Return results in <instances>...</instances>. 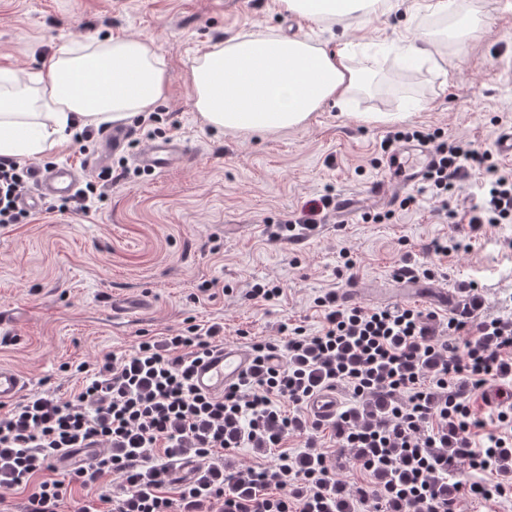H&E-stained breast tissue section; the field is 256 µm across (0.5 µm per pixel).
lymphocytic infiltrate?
I'll list each match as a JSON object with an SVG mask.
<instances>
[{
	"instance_id": "obj_1",
	"label": "lymphocytic infiltrate",
	"mask_w": 512,
	"mask_h": 512,
	"mask_svg": "<svg viewBox=\"0 0 512 512\" xmlns=\"http://www.w3.org/2000/svg\"><path fill=\"white\" fill-rule=\"evenodd\" d=\"M413 141L435 154L421 190L446 205L451 223L469 225L474 237L512 223V175L499 172L490 151L439 129L417 128L389 132L380 148L393 152ZM29 172L16 159L0 157L1 225L25 220L16 201ZM452 192L467 193L469 205L448 207ZM332 203L328 194L307 201L298 217L276 224L272 238L316 230ZM317 304L324 311L319 334L307 336L298 327L286 343L294 363L270 367V345L254 344L251 372L221 396L192 383L193 367L220 327L192 324L163 341L138 342L121 361L107 355L96 365H78L82 386L70 399L42 391L11 404L0 413V512H14L7 494L18 489L27 493L23 512H198L204 505L209 512H332L326 466L304 471V493L270 495L268 476L260 472L249 487L229 495L213 458L258 441L280 449L279 471L291 473L293 461L281 446L298 420L284 407L300 408L322 384L336 382L359 395L386 390L401 396L386 427L354 428L345 437L348 447L363 449L361 468L390 475L377 497L405 502L411 512H454V500L436 494L431 479L465 468L472 477L463 493L493 498L494 486L478 475L512 455V412H499V432L473 443L482 423L458 385L477 391L504 372L501 356L512 352V320L449 318L456 341L448 345L431 338L420 310L345 307L332 292ZM451 439L458 445L455 458L435 454ZM189 451L201 462L197 475L174 483L172 471ZM112 475L121 480L114 497L99 491L101 480Z\"/></svg>"
}]
</instances>
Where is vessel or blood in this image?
<instances>
[{
  "mask_svg": "<svg viewBox=\"0 0 512 512\" xmlns=\"http://www.w3.org/2000/svg\"><path fill=\"white\" fill-rule=\"evenodd\" d=\"M130 138L128 129L111 128L105 134L97 155L85 159V167L103 166L112 154L127 148ZM188 158L189 149L184 141L161 139L144 142L136 155V163L147 171L160 173L184 165ZM430 160L431 156L426 151L408 161L398 157L388 159V167L399 172L396 182L393 183L400 187L416 184L422 179ZM33 179L34 190L22 193L19 197L20 206L30 211L41 210L49 199L70 197L77 191L76 169L67 163L48 170L34 168ZM393 183L386 179L377 181L373 191L380 195L386 194ZM252 360V352L247 347L233 343L218 344L212 348L207 358L196 364L193 383L202 392L212 395L223 393L225 389L238 384L249 373ZM26 387V378L19 370L0 365L1 404L17 400ZM339 406L340 401L333 392L322 391L308 401L306 413L316 422L323 424L335 419Z\"/></svg>",
  "mask_w": 512,
  "mask_h": 512,
  "instance_id": "b4317fda",
  "label": "vessel or blood"
}]
</instances>
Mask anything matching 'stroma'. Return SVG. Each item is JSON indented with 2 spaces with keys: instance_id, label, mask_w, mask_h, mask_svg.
<instances>
[{
  "instance_id": "stroma-1",
  "label": "stroma",
  "mask_w": 512,
  "mask_h": 512,
  "mask_svg": "<svg viewBox=\"0 0 512 512\" xmlns=\"http://www.w3.org/2000/svg\"><path fill=\"white\" fill-rule=\"evenodd\" d=\"M504 0H452L449 22L461 39L446 44L445 72L416 68L406 77L385 60L356 52L355 68L376 73L346 109L324 104L304 126L270 134L219 131L204 124L185 74L205 43L239 33L276 29L331 50L336 37L322 25L280 10L279 0H0V75L31 72L60 47L94 35L153 41L171 74L170 92L158 108L164 138L185 141L194 153L184 167L155 174L134 155L149 134L132 127L126 151L114 154L127 177L113 181L91 213H31L28 223L0 227V315L11 327L0 335V364L28 380V392L77 391V365L105 354L125 355L140 337H162L188 324L224 326V339L246 346L269 343L284 352L282 327L314 335L322 324L315 300L326 292L362 291L361 306L403 304L404 263L426 264L433 279L418 280L424 297L415 309L445 341L448 319L477 283L484 318H512V224L487 228L467 252L449 256L435 241L467 238L468 225L446 222L438 202L394 210L382 224L366 223L361 211L329 215L302 244L270 240V224L300 211L323 193L368 198L385 178L380 143L404 126L442 129L483 149H494L512 129V10ZM411 0L371 22L353 25L364 42L391 41L402 32ZM357 265L344 270L345 255ZM270 281L281 296L251 297L253 283ZM145 299L132 321L113 319L116 297ZM300 427L282 449L257 443L223 452L225 476L273 472L279 452L291 455L289 489H300L305 458L323 459L341 489L346 512H391L385 501L365 500L359 488L381 481L357 466L339 422L318 425L300 414ZM506 494L489 501L460 499L458 512H512V459L489 474Z\"/></svg>"
}]
</instances>
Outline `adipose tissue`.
Returning <instances> with one entry per match:
<instances>
[{
    "mask_svg": "<svg viewBox=\"0 0 512 512\" xmlns=\"http://www.w3.org/2000/svg\"><path fill=\"white\" fill-rule=\"evenodd\" d=\"M283 12L348 28L390 12L393 0H280ZM352 50L274 32L207 45L186 74L195 106L216 129L273 132L305 123L325 102L344 108L370 73ZM171 85L166 61L144 38L91 37L61 48L31 73L0 79V156L50 153L75 128L154 111Z\"/></svg>",
    "mask_w": 512,
    "mask_h": 512,
    "instance_id": "1",
    "label": "adipose tissue"
}]
</instances>
